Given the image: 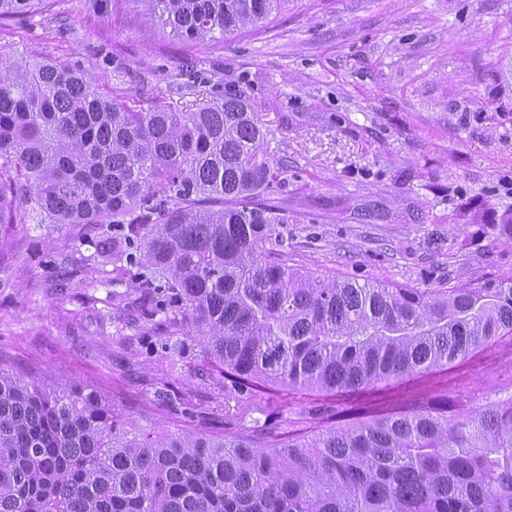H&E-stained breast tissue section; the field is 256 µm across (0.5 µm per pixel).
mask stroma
Segmentation results:
<instances>
[{"instance_id": "1", "label": "stroma", "mask_w": 512, "mask_h": 512, "mask_svg": "<svg viewBox=\"0 0 512 512\" xmlns=\"http://www.w3.org/2000/svg\"><path fill=\"white\" fill-rule=\"evenodd\" d=\"M151 30L135 0H57L1 21L0 45L82 68L110 96L145 85L182 106V47ZM196 71L239 80L274 130L266 198L288 208L276 237L298 266L412 288L512 275V0H289ZM97 242L89 225L0 224V364L128 421L150 407L156 432L208 430L186 403L217 369L188 337L141 335L149 290L115 281ZM444 389L462 412L512 394V339L344 402L386 414Z\"/></svg>"}]
</instances>
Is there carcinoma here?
Wrapping results in <instances>:
<instances>
[{
	"instance_id": "1",
	"label": "carcinoma",
	"mask_w": 512,
	"mask_h": 512,
	"mask_svg": "<svg viewBox=\"0 0 512 512\" xmlns=\"http://www.w3.org/2000/svg\"><path fill=\"white\" fill-rule=\"evenodd\" d=\"M195 55L288 0H131ZM48 0H0V20ZM176 109L102 94L0 46V224H84L153 295L141 332L221 369L224 431L152 433L77 387L0 367V512H512V395L464 415L442 393L393 414L341 397L512 338V277L360 285L288 264L263 126L240 85ZM164 317L155 320L157 314ZM318 396L246 425L276 397Z\"/></svg>"
}]
</instances>
